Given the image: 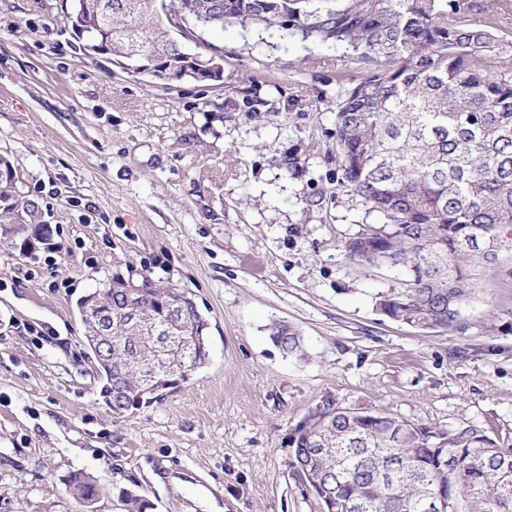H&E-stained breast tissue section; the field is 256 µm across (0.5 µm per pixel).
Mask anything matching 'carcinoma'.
Segmentation results:
<instances>
[{
    "label": "carcinoma",
    "instance_id": "carcinoma-1",
    "mask_svg": "<svg viewBox=\"0 0 512 512\" xmlns=\"http://www.w3.org/2000/svg\"><path fill=\"white\" fill-rule=\"evenodd\" d=\"M128 0H75L86 28L83 43H104L106 55L134 43L159 48L166 63H182L183 46L168 34V15L212 18L230 26H279L303 41L335 43L379 69L350 86L336 112L339 185L365 208L343 237L345 258L362 267L404 272L401 288L377 294L388 318L416 326L459 329L463 306L483 269L512 275V62L500 32L503 0H488L482 20L471 0H149L132 13ZM16 185L0 183V243L17 245L9 230L19 207ZM137 283L149 303L133 330L118 314L121 281L94 293L112 308V401L140 403L138 377L152 362L133 336L166 324V300L178 292L147 275ZM194 302L169 325L201 328ZM288 355L302 352L290 324L269 327ZM290 466L319 499L323 512H512V445L473 424L433 432L386 413L327 399L297 424ZM67 484L85 503L98 494L89 477ZM126 512H146L141 496L121 491Z\"/></svg>",
    "mask_w": 512,
    "mask_h": 512
}]
</instances>
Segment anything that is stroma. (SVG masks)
I'll return each mask as SVG.
<instances>
[{"label": "stroma", "instance_id": "obj_1", "mask_svg": "<svg viewBox=\"0 0 512 512\" xmlns=\"http://www.w3.org/2000/svg\"><path fill=\"white\" fill-rule=\"evenodd\" d=\"M65 0H0V154L50 244L0 249V512H322L290 466L326 398L512 444V277L487 270L461 330L383 316L394 273L349 263L361 210L338 186L345 89L376 65L286 30L203 32L222 81L174 86L85 56ZM148 275L190 293L207 363L114 414L77 302ZM301 333L284 354L268 328Z\"/></svg>", "mask_w": 512, "mask_h": 512}]
</instances>
